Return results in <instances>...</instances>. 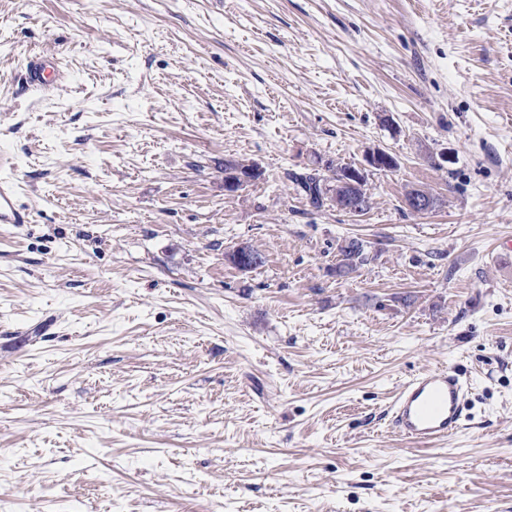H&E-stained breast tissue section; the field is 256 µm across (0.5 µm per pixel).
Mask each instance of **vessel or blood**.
<instances>
[{
    "mask_svg": "<svg viewBox=\"0 0 512 512\" xmlns=\"http://www.w3.org/2000/svg\"><path fill=\"white\" fill-rule=\"evenodd\" d=\"M31 211L20 205L11 175L0 176V225L28 224ZM464 385L450 367L420 372L399 390L392 406V424L403 437L431 444L456 433L461 425Z\"/></svg>",
    "mask_w": 512,
    "mask_h": 512,
    "instance_id": "b4317fda",
    "label": "vessel or blood"
}]
</instances>
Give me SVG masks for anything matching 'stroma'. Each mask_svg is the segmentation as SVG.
Listing matches in <instances>:
<instances>
[{"instance_id":"stroma-1","label":"stroma","mask_w":512,"mask_h":512,"mask_svg":"<svg viewBox=\"0 0 512 512\" xmlns=\"http://www.w3.org/2000/svg\"><path fill=\"white\" fill-rule=\"evenodd\" d=\"M378 148L360 216L285 177ZM0 149V512H512V0H0ZM255 163L245 164L242 162H226L224 163V172L227 170L240 171L224 176V189L227 192H237L249 183L257 180L256 177L261 173L260 167ZM252 168V169H251ZM250 169V170H249ZM248 170V171H246ZM246 171V172H245ZM32 212L20 205L13 177L6 173L0 177V225L30 224ZM338 259L336 263V275L346 276L359 267L366 265L373 257H370L367 243L359 238L343 240L337 246ZM465 409L459 374L451 367H437L420 372L399 389L392 424L401 436L431 444L459 430Z\"/></svg>"}]
</instances>
